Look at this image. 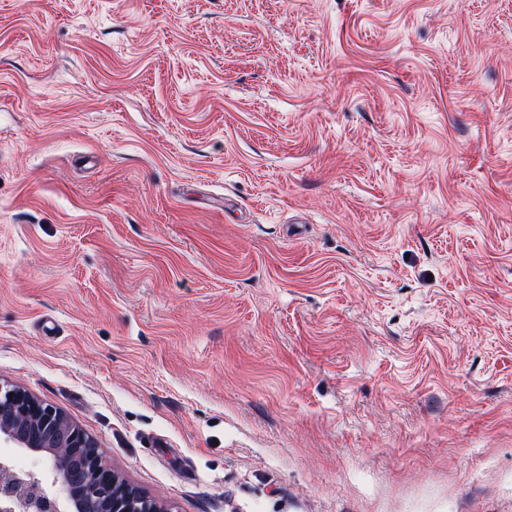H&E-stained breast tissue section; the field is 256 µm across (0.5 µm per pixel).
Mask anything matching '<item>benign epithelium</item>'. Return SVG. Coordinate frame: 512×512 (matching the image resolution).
<instances>
[{"label":"benign epithelium","mask_w":512,"mask_h":512,"mask_svg":"<svg viewBox=\"0 0 512 512\" xmlns=\"http://www.w3.org/2000/svg\"><path fill=\"white\" fill-rule=\"evenodd\" d=\"M0 435L49 460L62 457L69 466H50L41 495L28 494L27 482L0 481V512H162L158 502L130 485L106 464L95 442L55 406L0 383Z\"/></svg>","instance_id":"1"}]
</instances>
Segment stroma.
Here are the masks:
<instances>
[{"label":"stroma","instance_id":"obj_1","mask_svg":"<svg viewBox=\"0 0 512 512\" xmlns=\"http://www.w3.org/2000/svg\"><path fill=\"white\" fill-rule=\"evenodd\" d=\"M0 382L171 512H512V0H0Z\"/></svg>","mask_w":512,"mask_h":512}]
</instances>
